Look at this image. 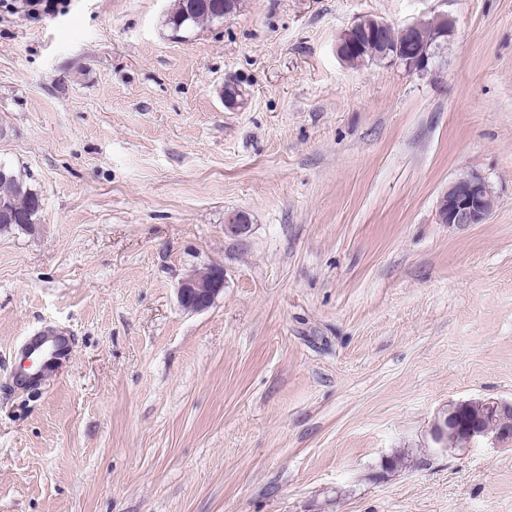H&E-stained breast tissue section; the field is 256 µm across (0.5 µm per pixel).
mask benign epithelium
Instances as JSON below:
<instances>
[{"instance_id": "7a95c632", "label": "benign epithelium", "mask_w": 512, "mask_h": 512, "mask_svg": "<svg viewBox=\"0 0 512 512\" xmlns=\"http://www.w3.org/2000/svg\"><path fill=\"white\" fill-rule=\"evenodd\" d=\"M365 17H359L352 25V31L341 32L337 52L345 55L346 49L357 40L358 29L363 27ZM409 37L406 42L394 48L391 60L408 71H416L428 65L431 52L418 48L414 30L416 25H405ZM495 199L489 184L477 174L458 178L448 186L442 195L438 209V221L442 224H482L492 213ZM224 288V270L219 266L208 269L203 276L192 274L178 285L177 296L180 305L187 311L200 312L210 308ZM467 444L490 438L498 443H512V435L506 429L484 428L471 425L465 432Z\"/></svg>"}]
</instances>
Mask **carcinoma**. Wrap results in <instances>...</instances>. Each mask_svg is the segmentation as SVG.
Masks as SVG:
<instances>
[{
	"label": "carcinoma",
	"instance_id": "cac0c4a2",
	"mask_svg": "<svg viewBox=\"0 0 512 512\" xmlns=\"http://www.w3.org/2000/svg\"><path fill=\"white\" fill-rule=\"evenodd\" d=\"M239 9V0H174L168 11L166 25L173 34L180 36L204 26L212 25L232 15ZM448 20L432 17L419 22V40L431 41ZM401 40L397 28L389 26L383 35L373 33L361 39L358 51L346 57V63L352 67L369 61L381 60V53L386 45H396ZM42 211V199L20 178L9 165L0 162V231L35 230L39 214ZM482 408L477 403L470 404L459 415L457 424L446 428L441 434L443 446L462 447L461 438L468 424L482 415Z\"/></svg>",
	"mask_w": 512,
	"mask_h": 512
}]
</instances>
